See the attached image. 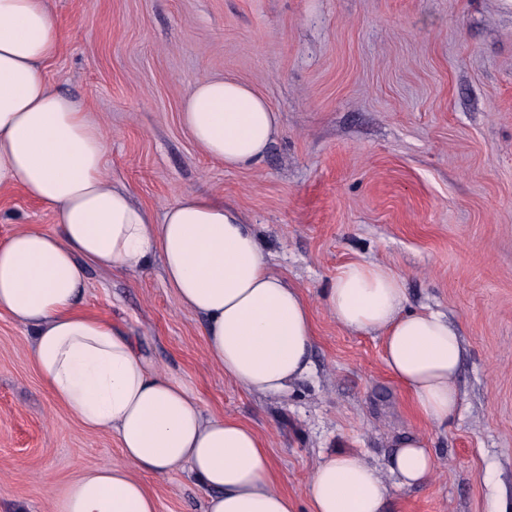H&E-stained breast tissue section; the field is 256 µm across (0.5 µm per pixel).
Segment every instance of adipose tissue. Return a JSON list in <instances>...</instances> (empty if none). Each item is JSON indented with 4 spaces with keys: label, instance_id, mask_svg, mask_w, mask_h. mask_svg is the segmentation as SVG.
Here are the masks:
<instances>
[{
    "label": "adipose tissue",
    "instance_id": "1",
    "mask_svg": "<svg viewBox=\"0 0 512 512\" xmlns=\"http://www.w3.org/2000/svg\"><path fill=\"white\" fill-rule=\"evenodd\" d=\"M62 44L49 0H0V190L20 188L56 225L0 240V314L31 328L27 356L52 397L85 428L115 437L123 456L71 481L56 512H157L139 474L183 468L205 491L206 512H300L256 431L205 413L124 329L81 311L87 267L126 273L156 261L180 308L202 318L206 356L225 378L281 400L311 374L312 309L270 269L253 225L209 193L182 195L159 219L135 206L107 171L106 135L43 76ZM180 119L229 169L259 163L278 128L267 101L231 77L197 81ZM406 302L396 273L365 262L344 266L325 292L340 325L382 336L388 374L439 429L459 409L461 338L443 314L410 312ZM435 469L420 434L396 443L388 481L358 454L335 450L313 468L307 499L312 512H387L392 486L425 483Z\"/></svg>",
    "mask_w": 512,
    "mask_h": 512
}]
</instances>
